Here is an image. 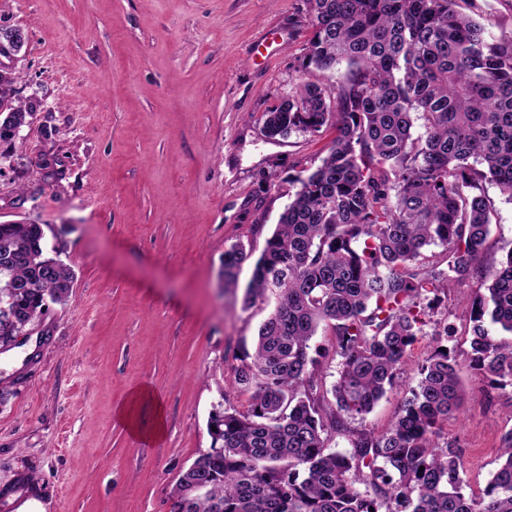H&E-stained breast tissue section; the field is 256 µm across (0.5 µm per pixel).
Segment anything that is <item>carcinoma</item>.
Here are the masks:
<instances>
[{
  "label": "carcinoma",
  "instance_id": "carcinoma-1",
  "mask_svg": "<svg viewBox=\"0 0 512 512\" xmlns=\"http://www.w3.org/2000/svg\"><path fill=\"white\" fill-rule=\"evenodd\" d=\"M313 35L303 66L347 64L332 92L305 83L264 114L271 140L336 129L315 169L290 178L297 190L253 264L244 309L274 301L252 348L231 365L229 395L209 414V450L183 472L177 512H512V429L500 464L476 493L459 450L440 425L460 412V360L452 332L422 300L439 303L473 281L465 360L512 388V250L487 261L494 182L512 201V30L457 10V0H305ZM18 75L0 71V142L24 127L35 105L14 103ZM441 251L435 252L433 248ZM251 253L224 251V286L237 285ZM74 274L45 255L39 224H0V346L48 303L69 301ZM432 325L431 332L425 326ZM335 336L315 345L320 326ZM432 336L396 421L354 432L394 388L411 347ZM338 378L325 387L326 372ZM349 437L336 452L330 441Z\"/></svg>",
  "mask_w": 512,
  "mask_h": 512
}]
</instances>
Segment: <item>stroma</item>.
<instances>
[{
  "label": "stroma",
  "instance_id": "obj_1",
  "mask_svg": "<svg viewBox=\"0 0 512 512\" xmlns=\"http://www.w3.org/2000/svg\"><path fill=\"white\" fill-rule=\"evenodd\" d=\"M0 26L28 35L0 67L36 105L0 144V222L43 225L50 255L75 274L70 301L27 328L48 343L0 354V512H166L210 447L233 349L268 314L243 307L251 264L225 288L224 251L261 253L296 191L290 176L319 165L336 135L271 142L263 114L302 83L341 86L347 70L303 68V0H0ZM485 191L496 263L512 249V202ZM473 290L456 285L434 308L459 351ZM428 352V339L415 343L399 387L349 428H388ZM459 376L464 406L443 432L478 491L512 429V388L465 363ZM141 385L165 405L152 443L115 416Z\"/></svg>",
  "mask_w": 512,
  "mask_h": 512
}]
</instances>
